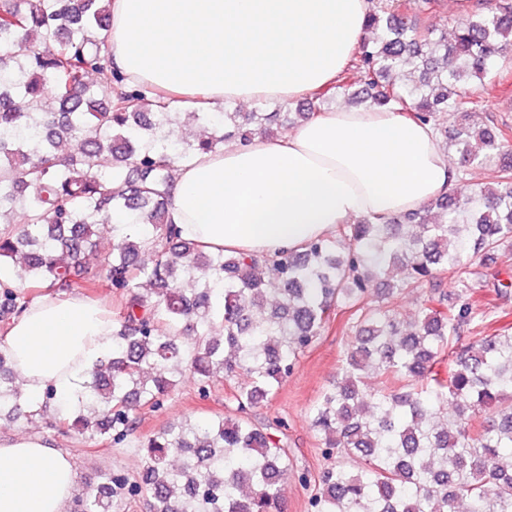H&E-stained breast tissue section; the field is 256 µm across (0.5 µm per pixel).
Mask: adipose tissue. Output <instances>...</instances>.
I'll use <instances>...</instances> for the list:
<instances>
[{"instance_id":"adipose-tissue-1","label":"adipose tissue","mask_w":512,"mask_h":512,"mask_svg":"<svg viewBox=\"0 0 512 512\" xmlns=\"http://www.w3.org/2000/svg\"><path fill=\"white\" fill-rule=\"evenodd\" d=\"M368 0H112V67L129 84L212 104L287 103L335 85L366 31ZM455 172L430 124L339 107L277 139L181 167L173 227L211 251L275 258L365 216L416 211ZM115 326L96 300L46 292L0 328L27 396L76 405ZM72 458L40 434L0 437V512H67Z\"/></svg>"}]
</instances>
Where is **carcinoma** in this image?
Listing matches in <instances>:
<instances>
[{
    "mask_svg": "<svg viewBox=\"0 0 512 512\" xmlns=\"http://www.w3.org/2000/svg\"><path fill=\"white\" fill-rule=\"evenodd\" d=\"M440 0H369L368 37L336 85L297 112H196L205 134H177L180 100L131 89L112 70L102 33L111 0H0V266L26 288L111 289L121 298L112 352L95 368L77 409L23 398L0 352V421L43 419L58 434H133V409L157 407L191 375L207 396L220 378L250 381L232 399L239 417L172 422L140 441L139 479L109 471L82 490L74 512H112L118 494L147 492L150 512H283L288 456L250 419L322 335L349 311L351 349L336 383L314 408L324 454L340 461L318 477L311 512H512V334L481 336L454 351L451 338L483 310L456 294L429 296L406 327L370 287L393 267L381 300L421 288L438 266L497 281L512 261V127L467 123L486 107L470 89L512 59V0H479L452 35L420 21ZM348 95L372 110L395 108L430 123L460 157L454 187L422 209L360 218L275 259L209 252L178 238L168 206L180 166L230 141L275 138L270 124L301 122ZM487 171L468 182L469 168ZM112 234L101 270L87 265L100 234ZM151 289L144 292L140 282ZM33 297L0 283V322ZM448 357V374L439 365ZM407 380L365 391V374ZM452 406L453 421L440 419ZM488 420L476 425L481 413ZM183 456L180 469L171 455ZM362 457L357 474L341 459Z\"/></svg>",
    "mask_w": 512,
    "mask_h": 512,
    "instance_id": "obj_1",
    "label": "carcinoma"
}]
</instances>
